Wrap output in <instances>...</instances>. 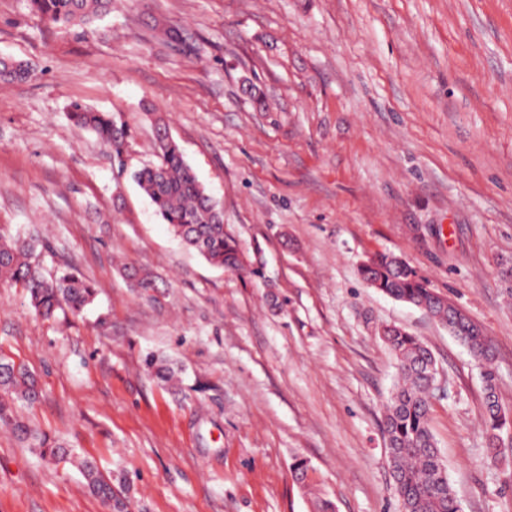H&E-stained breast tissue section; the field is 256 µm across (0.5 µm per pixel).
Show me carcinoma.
Instances as JSON below:
<instances>
[{
  "label": "carcinoma",
  "instance_id": "1",
  "mask_svg": "<svg viewBox=\"0 0 512 512\" xmlns=\"http://www.w3.org/2000/svg\"><path fill=\"white\" fill-rule=\"evenodd\" d=\"M32 10L44 21L60 26L89 25L105 14L112 0H29ZM29 65L10 58L0 59V80L10 82L30 75ZM74 125L95 133L114 157L121 158L127 130L112 116L74 103L69 112ZM158 163L145 166L133 177L155 207L160 218L187 247L210 264L255 274L251 259L237 241L224 232V215L205 186L185 162L181 149L166 124L155 119ZM39 238L0 236V282L19 285L27 292L33 312L48 318L58 310L78 315L92 304L95 285L77 269L65 266L45 276L36 266ZM367 284L384 295L409 304L433 318L457 337L472 353L481 357L479 366L485 390V427L492 447V458L506 452L500 433L511 425L509 415L499 405L493 350L490 340L452 302L430 288L427 281L405 260L391 254H377L362 266ZM122 276L142 294L158 285L148 270L133 264L122 266ZM383 343L397 362L398 382L387 398L383 433L386 460L397 484L402 512H460L456 495L441 475V461L429 424L434 396L432 370L437 361L418 337L388 326L381 334ZM148 370L161 382L174 380L175 371L167 360L151 357ZM40 396L36 379L22 364L0 356V427L4 426L38 451L41 459L55 465H73L82 473L92 494L116 500L112 479L104 476L96 461L79 456L64 444L31 426L18 414L16 404H34Z\"/></svg>",
  "mask_w": 512,
  "mask_h": 512
}]
</instances>
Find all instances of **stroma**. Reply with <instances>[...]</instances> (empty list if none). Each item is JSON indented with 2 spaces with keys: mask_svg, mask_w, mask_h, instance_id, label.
Here are the masks:
<instances>
[{
  "mask_svg": "<svg viewBox=\"0 0 512 512\" xmlns=\"http://www.w3.org/2000/svg\"><path fill=\"white\" fill-rule=\"evenodd\" d=\"M162 20L194 50L160 44ZM1 57L34 72L0 83V232L45 238L42 274L69 265L97 289L82 315L43 319L0 285V353L42 390L24 419L125 482L129 512H400L379 337L396 325L438 361L430 424L462 512H512L479 366L360 274L401 256L461 309L512 415V0H112L86 29L0 0ZM74 103L128 129L122 161L73 125ZM158 117L261 276L185 247L134 182ZM119 257L161 292L130 288ZM152 353L178 385L149 374ZM0 512L109 507L0 427Z\"/></svg>",
  "mask_w": 512,
  "mask_h": 512,
  "instance_id": "35a3bbf8",
  "label": "stroma"
}]
</instances>
